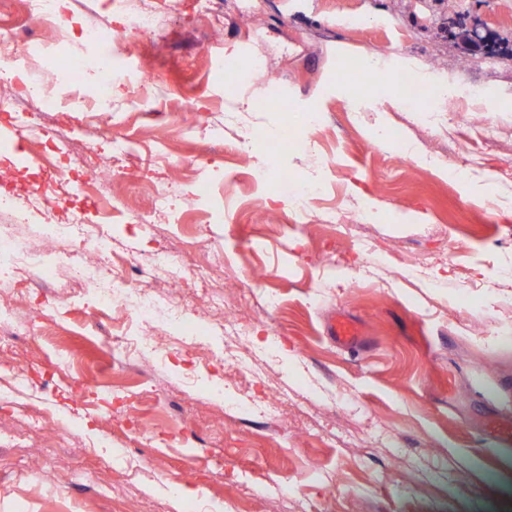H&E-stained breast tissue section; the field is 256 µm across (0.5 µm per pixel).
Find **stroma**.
<instances>
[{"label": "stroma", "mask_w": 512, "mask_h": 512, "mask_svg": "<svg viewBox=\"0 0 512 512\" xmlns=\"http://www.w3.org/2000/svg\"><path fill=\"white\" fill-rule=\"evenodd\" d=\"M106 2L84 0L66 28L45 34L47 51L17 41L0 78L82 55V28L124 22ZM223 2L218 36L191 0H171L155 34L113 48L107 116L62 120L88 170L105 166L111 137L135 145L144 190L133 215L130 181L118 177L109 193L114 257L175 244L187 263H216L225 296L241 299L263 378L240 387L254 399L267 385L287 392V413L246 406L226 421L199 403L215 380L233 381L223 363L200 370L184 346L163 364L119 370L86 301L45 302V329L26 354L49 369L67 356L87 393L18 397L15 411L45 407L77 437L17 426L0 439V512H174L176 482L199 490L183 512H512V444L482 427L512 415V61L459 69L436 24L477 19L512 41V0ZM250 15L263 18L261 37ZM253 55L264 71L236 84ZM142 72L150 89L138 98L130 81ZM424 73L425 89L462 111H411L400 79ZM249 98L259 109L241 111ZM383 128L400 139H379ZM1 134L25 168L26 202L41 147L0 119ZM202 184L209 198L179 222L152 212L155 190L180 198ZM301 191L302 213L292 202ZM337 312L357 320V348L327 336ZM270 337L285 353H266ZM116 396L144 433L122 454L120 433L97 420ZM147 458L154 472L139 471ZM116 477L120 493L105 491Z\"/></svg>", "instance_id": "obj_1"}]
</instances>
